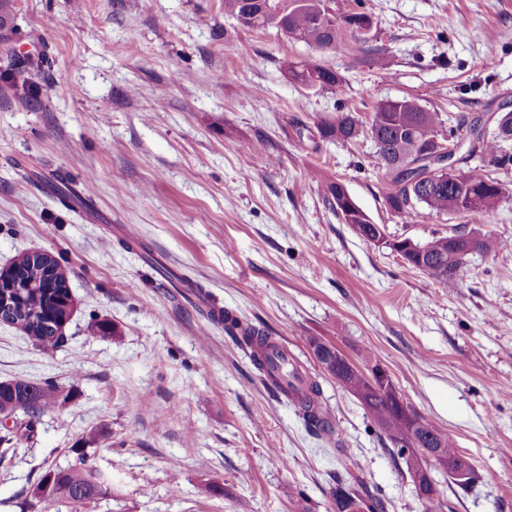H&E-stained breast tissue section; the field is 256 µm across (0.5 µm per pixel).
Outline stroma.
Masks as SVG:
<instances>
[{"instance_id":"obj_1","label":"stroma","mask_w":512,"mask_h":512,"mask_svg":"<svg viewBox=\"0 0 512 512\" xmlns=\"http://www.w3.org/2000/svg\"><path fill=\"white\" fill-rule=\"evenodd\" d=\"M370 14L368 52L321 51L247 28L224 0H18L20 59L0 69V271L56 258L73 306L43 351L0 323V381L53 382L57 404L15 412L0 453V512H336L337 470L422 512L393 446L324 375L310 338L353 363L372 351L399 395L452 438L477 478L433 470L452 512H512V248L467 257L440 284L363 241L324 198L342 182L387 236L424 243L466 217L393 213L369 134L314 142L339 108L370 118L414 98L459 119L512 108V0H343ZM338 72L305 87L289 63ZM469 166L504 191L476 230L512 241V164ZM132 248H124V241ZM265 329L322 386L347 455L311 436L208 306ZM109 336L95 335L99 322ZM112 480L82 504L32 490L72 451ZM223 495L208 493V483Z\"/></svg>"}]
</instances>
